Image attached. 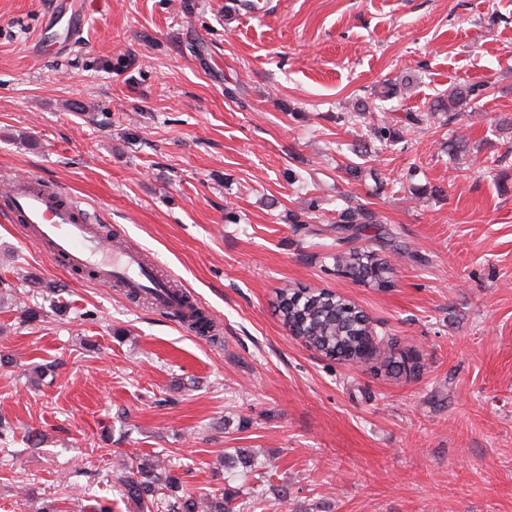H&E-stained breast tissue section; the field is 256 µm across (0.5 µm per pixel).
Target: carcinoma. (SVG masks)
Segmentation results:
<instances>
[{
	"label": "carcinoma",
	"instance_id": "cac0c4a2",
	"mask_svg": "<svg viewBox=\"0 0 512 512\" xmlns=\"http://www.w3.org/2000/svg\"><path fill=\"white\" fill-rule=\"evenodd\" d=\"M484 93V85H455L434 100L429 115L450 117L471 112ZM479 146L464 137L448 140V154L454 159L478 151ZM368 215L361 205H348L339 213L334 231L342 233L353 224H364ZM337 267L349 278L362 283L381 284L392 268L382 260L360 252L336 259ZM276 310L283 323L295 335L329 359L347 363L359 358L365 336L372 332L368 318L339 295L322 289L284 290L277 297ZM170 317L199 333L210 332L211 319L188 295ZM122 494L139 504L144 512L163 508L165 512H234L230 492L197 493L180 489L178 478L157 459L142 458L132 462L127 474L117 477Z\"/></svg>",
	"mask_w": 512,
	"mask_h": 512
}]
</instances>
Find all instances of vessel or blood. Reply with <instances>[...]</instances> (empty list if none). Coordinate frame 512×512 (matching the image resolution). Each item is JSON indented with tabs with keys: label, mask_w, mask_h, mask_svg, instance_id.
I'll return each instance as SVG.
<instances>
[{
	"label": "vessel or blood",
	"mask_w": 512,
	"mask_h": 512,
	"mask_svg": "<svg viewBox=\"0 0 512 512\" xmlns=\"http://www.w3.org/2000/svg\"><path fill=\"white\" fill-rule=\"evenodd\" d=\"M0 219L25 224L29 238L50 260H62L71 268H93L100 283L106 285L119 279L129 289H160L157 308L161 311L179 302L178 296L168 291L169 278L148 264L138 249L106 247L80 204L47 189L39 176L14 181L10 206L0 211Z\"/></svg>",
	"instance_id": "vessel-or-blood-1"
}]
</instances>
